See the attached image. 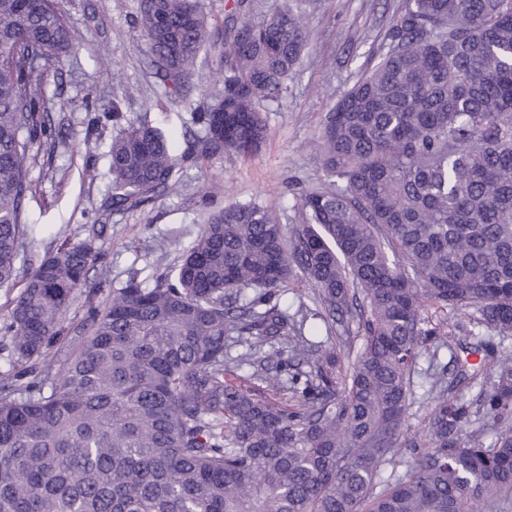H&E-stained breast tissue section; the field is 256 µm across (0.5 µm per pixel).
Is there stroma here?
<instances>
[{
	"label": "stroma",
	"instance_id": "stroma-1",
	"mask_svg": "<svg viewBox=\"0 0 512 512\" xmlns=\"http://www.w3.org/2000/svg\"><path fill=\"white\" fill-rule=\"evenodd\" d=\"M399 3L300 0L311 43L287 91L265 115L268 136L262 150L250 157L227 152L184 164L173 190L115 209L107 196L112 187L108 149L116 131L108 124L91 130L92 118L114 94L138 87V96L124 104V126L159 127L175 151L184 152L193 114L205 107L206 91L220 80L222 65L216 55L201 57L189 96L175 94L155 77L141 51L144 38L134 23L137 0H60L76 45L61 73L47 76L56 138L52 145L33 148L20 276L0 288V323L23 290L25 274L64 243L93 240L89 285L104 307L129 280L149 284L169 272L198 236L204 211L252 200L276 213L286 227L305 223L301 194L326 183L316 157L324 115L376 63ZM92 133L98 143L90 150L85 140ZM88 167L95 169L96 179L85 177ZM163 239L171 242L165 252L158 248Z\"/></svg>",
	"mask_w": 512,
	"mask_h": 512
}]
</instances>
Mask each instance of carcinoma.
<instances>
[{"mask_svg":"<svg viewBox=\"0 0 512 512\" xmlns=\"http://www.w3.org/2000/svg\"><path fill=\"white\" fill-rule=\"evenodd\" d=\"M256 9L234 0L219 28L203 0H139L145 53L173 92L204 51L220 55L224 79L189 131L204 156L261 149L263 113L309 45L302 12ZM75 44L58 0H0V288L18 275L32 149L53 136L48 71ZM130 97L93 118L118 127L114 208L171 190L178 164L160 128L120 127ZM317 153L329 184L301 196L307 223L289 231L232 202L170 272L130 280L104 309L87 290L92 241L32 268L6 317L0 512L512 508V353L470 330L481 372L461 365L449 381L439 352L453 328L425 316L473 308L475 327L512 334V0H402L379 60L325 114ZM298 277L313 316L355 322L356 336L307 338V317L272 302ZM82 294L87 333L47 359ZM423 358L420 433L408 414ZM231 365L288 400L226 382ZM464 383L478 387L474 412Z\"/></svg>","mask_w":512,"mask_h":512,"instance_id":"obj_1","label":"carcinoma"}]
</instances>
